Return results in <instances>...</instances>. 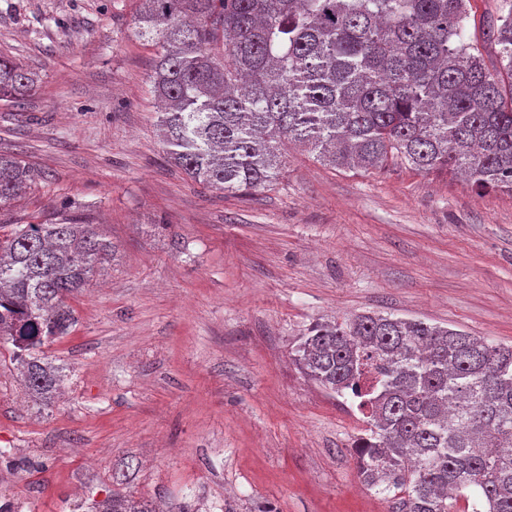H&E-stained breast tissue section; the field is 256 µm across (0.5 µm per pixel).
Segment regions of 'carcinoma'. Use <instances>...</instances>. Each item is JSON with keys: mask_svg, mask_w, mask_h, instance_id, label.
Returning a JSON list of instances; mask_svg holds the SVG:
<instances>
[{"mask_svg": "<svg viewBox=\"0 0 512 512\" xmlns=\"http://www.w3.org/2000/svg\"><path fill=\"white\" fill-rule=\"evenodd\" d=\"M470 0H140L136 35L159 49L151 75L162 149L192 180L256 192L282 175L281 146L332 168L389 164L512 192V0H499L490 71L467 36ZM37 75L0 56V100L22 105ZM38 174L0 154V213ZM114 255L69 216L0 225V342L25 386L51 401L61 372L43 347L69 334L70 300ZM312 381L351 395L364 485L392 512H512V345L417 317L317 322L295 348ZM87 512H160L119 492Z\"/></svg>", "mask_w": 512, "mask_h": 512, "instance_id": "carcinoma-1", "label": "carcinoma"}]
</instances>
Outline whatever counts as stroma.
I'll use <instances>...</instances> for the list:
<instances>
[{
	"mask_svg": "<svg viewBox=\"0 0 512 512\" xmlns=\"http://www.w3.org/2000/svg\"><path fill=\"white\" fill-rule=\"evenodd\" d=\"M137 0H0V56L37 74L0 101V152L43 174L13 224L99 225L114 259L71 301L47 349L64 392L30 395L0 348V448L34 462L0 478L20 512H79L119 488L193 512H391L359 479L355 401L293 360L314 323L422 317L512 345V193H476L405 166L331 169L282 150L276 184L240 196L196 184L159 143ZM498 0H471L488 68Z\"/></svg>",
	"mask_w": 512,
	"mask_h": 512,
	"instance_id": "stroma-1",
	"label": "stroma"
}]
</instances>
